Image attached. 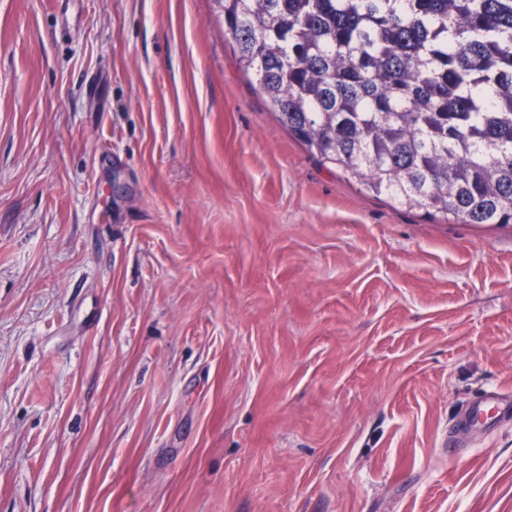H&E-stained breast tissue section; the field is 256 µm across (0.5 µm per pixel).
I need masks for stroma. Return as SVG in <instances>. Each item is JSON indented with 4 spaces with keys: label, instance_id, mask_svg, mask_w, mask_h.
<instances>
[{
    "label": "stroma",
    "instance_id": "obj_1",
    "mask_svg": "<svg viewBox=\"0 0 512 512\" xmlns=\"http://www.w3.org/2000/svg\"><path fill=\"white\" fill-rule=\"evenodd\" d=\"M512 224L349 183L213 0H0V512H512Z\"/></svg>",
    "mask_w": 512,
    "mask_h": 512
}]
</instances>
